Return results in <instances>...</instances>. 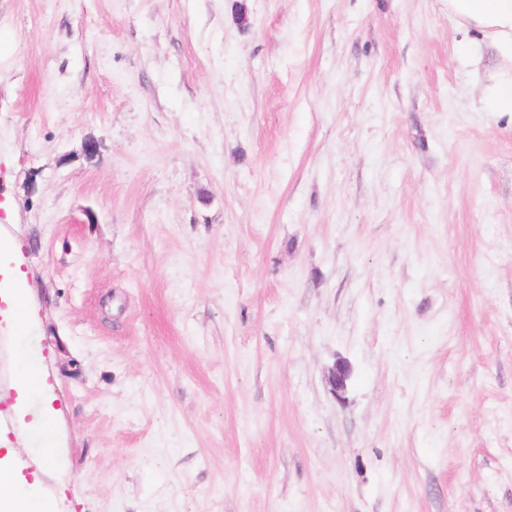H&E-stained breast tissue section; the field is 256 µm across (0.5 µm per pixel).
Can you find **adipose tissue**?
<instances>
[{
	"instance_id": "obj_1",
	"label": "adipose tissue",
	"mask_w": 512,
	"mask_h": 512,
	"mask_svg": "<svg viewBox=\"0 0 512 512\" xmlns=\"http://www.w3.org/2000/svg\"><path fill=\"white\" fill-rule=\"evenodd\" d=\"M448 14L459 31L480 34L494 51L503 70L512 71V0H448ZM12 289L0 293L4 313L12 331L24 329L31 307L23 273L19 268L0 270ZM15 370L9 386L0 388V401L10 400V422L17 434L30 435L31 452L37 466L51 462L57 448L51 407H44L39 420L28 421L29 403L43 383L42 367L28 356L25 347L14 350ZM24 465L0 430V512H51L41 493L40 478H27Z\"/></svg>"
}]
</instances>
